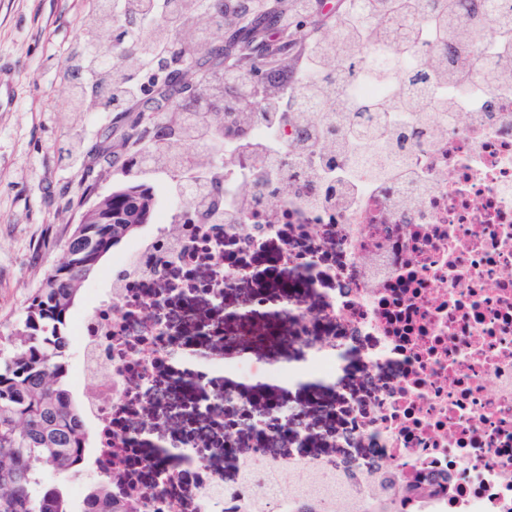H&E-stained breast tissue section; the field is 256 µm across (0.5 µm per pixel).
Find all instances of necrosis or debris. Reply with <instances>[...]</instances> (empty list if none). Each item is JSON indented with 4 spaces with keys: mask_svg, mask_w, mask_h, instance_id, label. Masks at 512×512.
<instances>
[{
    "mask_svg": "<svg viewBox=\"0 0 512 512\" xmlns=\"http://www.w3.org/2000/svg\"><path fill=\"white\" fill-rule=\"evenodd\" d=\"M372 56L351 99L392 90L388 50ZM412 92L452 107L397 153L300 164L287 122L225 139L216 216L178 215L116 266L79 324L106 503L366 512L390 484L395 512H512V84ZM246 336L313 354L273 367ZM358 375L366 397L328 396ZM351 445L365 461L341 459Z\"/></svg>",
    "mask_w": 512,
    "mask_h": 512,
    "instance_id": "4bbe7bcc",
    "label": "necrosis or debris"
}]
</instances>
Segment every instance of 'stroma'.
Wrapping results in <instances>:
<instances>
[{
	"label": "stroma",
	"mask_w": 512,
	"mask_h": 512,
	"mask_svg": "<svg viewBox=\"0 0 512 512\" xmlns=\"http://www.w3.org/2000/svg\"><path fill=\"white\" fill-rule=\"evenodd\" d=\"M88 0H0V335L8 334L28 297L59 260L86 189L111 191L124 180L134 145L126 134L143 107L124 112L62 113L68 91L61 65L87 40ZM79 149L67 154L69 143ZM127 238L100 261L71 312L89 314Z\"/></svg>",
	"instance_id": "stroma-1"
}]
</instances>
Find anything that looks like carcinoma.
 <instances>
[{"label": "carcinoma", "instance_id": "obj_1", "mask_svg": "<svg viewBox=\"0 0 512 512\" xmlns=\"http://www.w3.org/2000/svg\"><path fill=\"white\" fill-rule=\"evenodd\" d=\"M484 0H426L425 20L437 32L439 44L429 50L428 57H398L396 76L400 79L401 99L414 110L421 103L410 98V88L426 71H433L450 82L464 83L478 70L482 45L486 41ZM194 0H172L171 12L158 19L148 41L132 45L126 32L142 22L150 13L153 0H133V8L120 16L108 15L102 0H90L92 29L105 28L111 32L109 47L93 52L101 73L97 83L86 85L80 80L88 57L75 53L67 67L69 92L61 103V112L108 110L121 112L124 99L114 91L117 76L136 71V59L161 45L179 57L180 67L169 73L170 81L179 80L198 92L194 121L189 125H167L169 112L146 116L154 124L152 153L129 160L137 175L124 188L112 192V205L132 201V208L151 219L152 193L146 184L145 171L164 167L167 160L178 155L182 143L197 138L204 145L222 143L224 136L245 137L260 121L278 117L276 112H227L230 106L224 74L200 80L194 73V55H210L221 51L215 44L197 45L188 50L177 39L185 23L215 27L229 24L225 0H211L204 14L193 11ZM417 0H372L371 10L376 20L366 33H361L354 20L345 25L346 36L339 42L321 41L314 56L323 68V79L306 86L303 93L328 104L330 110L342 101L344 84L357 69L355 58L368 54L371 45L400 44L407 46L415 31L401 28L396 21H414ZM494 21L504 36H512V10L502 5ZM503 66L483 71L484 80L493 84L512 76V50L502 47ZM304 127V140L324 138V130L299 113L289 115ZM377 139H390L393 134L386 121L366 128L352 124L348 137L357 139L363 134ZM326 139V138H324ZM326 148L336 149L332 138ZM217 189L208 183L201 186L203 203H192L191 209L207 214L215 212ZM138 229L136 224H76L73 232L92 239L91 246L78 255L62 254V261L45 277L44 287L30 298L7 341L0 340V512H74L63 486L81 471L85 459L86 440L81 427L82 410L76 405L67 388L68 368L65 362L69 348L66 332L67 316L74 306L81 287L109 250ZM105 479L93 484L82 500L81 512H99L104 499Z\"/></svg>", "mask_w": 512, "mask_h": 512}]
</instances>
